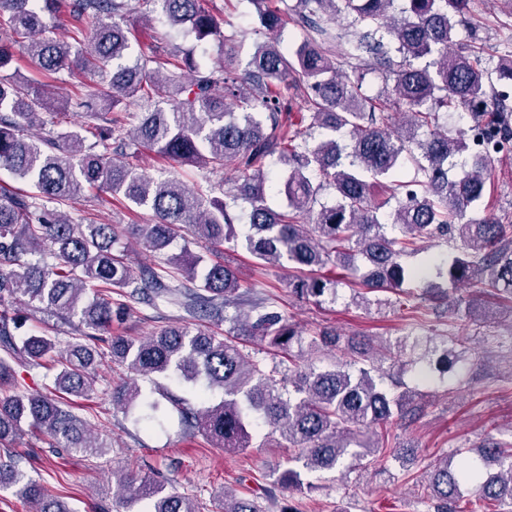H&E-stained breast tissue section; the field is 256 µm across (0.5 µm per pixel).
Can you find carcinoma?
<instances>
[{"mask_svg": "<svg viewBox=\"0 0 512 512\" xmlns=\"http://www.w3.org/2000/svg\"><path fill=\"white\" fill-rule=\"evenodd\" d=\"M58 0H0V169L29 183L30 190L0 198V487L15 489L36 512H70L38 480L28 477L9 452L27 430L54 448L100 452L111 447L73 412L75 399L94 390L103 362L123 365L139 377L174 372L201 401L165 394L183 433H200L214 448L239 454L263 444L290 445L276 481L299 490L303 477L334 472L350 461L364 470L381 465L386 448L381 429L419 414L411 391L383 386V369L367 348L333 331L305 332L275 299L242 286L224 253L191 250L205 240L217 246L248 225L243 245L259 267L286 261L305 272L290 292L315 304L336 294L338 280L322 271L358 276L364 292L401 291L421 279L424 268L405 257L420 242L457 241L433 264L443 284L426 293L437 298L478 277L490 296L512 302V224L476 219L495 158L512 154V63L487 67L475 44L454 49L459 27L480 40V22L469 16L471 0H248L267 41L243 71L234 65L231 25L204 6L206 0H69L75 21L70 39H58L49 24ZM172 29L188 27L200 42L224 44V67L204 70L191 56L158 49L130 59L124 21L147 6ZM351 18L352 30L334 33L336 18ZM291 21L303 32L294 48L274 33ZM42 75L72 62L96 82L101 110L84 102L88 135L63 128L39 83L6 73L15 50ZM350 73H342L337 62ZM378 73L386 85L375 98L364 83ZM138 96L142 112L120 111ZM472 119L486 137L475 152L462 132L440 129L448 109ZM406 117L393 127L397 116ZM142 150L201 169L229 167L234 189L224 199L204 197L209 183L191 189L161 172L145 176L129 162ZM284 166L281 181L268 184L270 162ZM376 184L394 190L388 214L371 195ZM108 189L132 208L149 210L155 223L131 227L144 247L159 253L184 238L183 256L160 257L133 271L114 253L115 225L84 223L58 209L78 203L84 189ZM333 190L334 203L314 209ZM281 205L270 203V195ZM248 204V208L241 204ZM171 307L180 322L134 340L97 336L112 325V311L130 302ZM238 314L229 318L225 309ZM53 317L69 337L33 331L19 335L20 309ZM230 321L226 334L217 328ZM247 338L265 342L264 355L240 347ZM331 346L349 356L320 368L313 355ZM55 371L48 392L20 388L12 362ZM140 408L137 421L163 427L166 410L135 383L112 392V406ZM477 461L461 467L439 460L427 485L436 512H457L473 493L487 512H512V443L488 438ZM121 495L115 512H199L198 503L147 474L114 472ZM224 512H262L253 499L224 492Z\"/></svg>", "mask_w": 512, "mask_h": 512, "instance_id": "1", "label": "carcinoma"}]
</instances>
